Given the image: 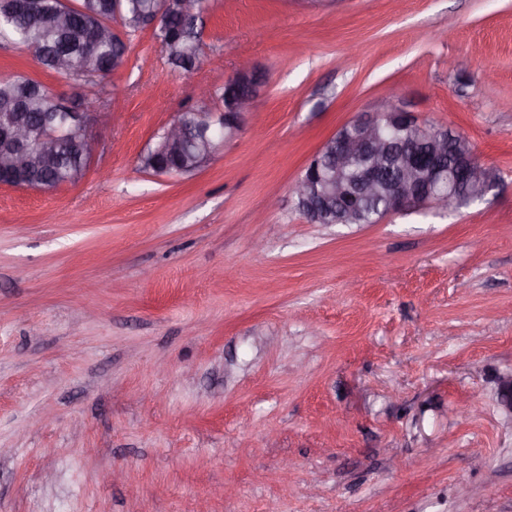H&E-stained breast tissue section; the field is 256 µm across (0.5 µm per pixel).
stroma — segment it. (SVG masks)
<instances>
[{"label":"stroma","mask_w":512,"mask_h":512,"mask_svg":"<svg viewBox=\"0 0 512 512\" xmlns=\"http://www.w3.org/2000/svg\"><path fill=\"white\" fill-rule=\"evenodd\" d=\"M243 58L223 151L142 170ZM389 96L498 189L308 223L291 184ZM95 110L81 182L0 186V512H512V0H208L193 70L144 31Z\"/></svg>","instance_id":"obj_1"}]
</instances>
